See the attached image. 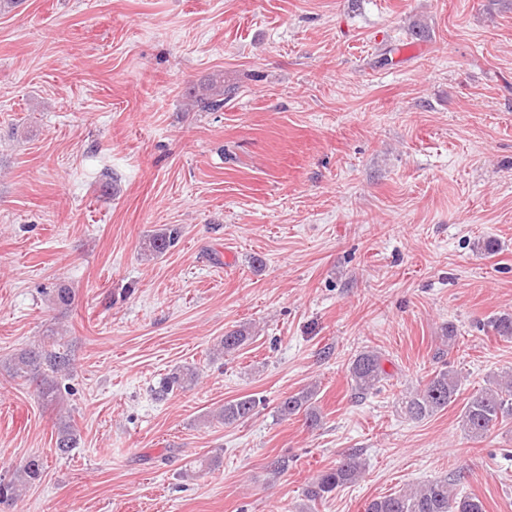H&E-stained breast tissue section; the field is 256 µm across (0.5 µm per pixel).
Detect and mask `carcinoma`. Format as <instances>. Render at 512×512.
<instances>
[{
    "mask_svg": "<svg viewBox=\"0 0 512 512\" xmlns=\"http://www.w3.org/2000/svg\"><path fill=\"white\" fill-rule=\"evenodd\" d=\"M224 92L202 94L196 103L205 111L224 108ZM180 235L177 227L166 228L148 238L144 251L159 257L174 247ZM248 339L242 330H232L221 340L224 352L240 348ZM70 370L68 352L58 349V343L49 347L24 349L9 360L7 371L12 377H20L35 383L39 397L53 403L59 398L57 377L67 375ZM348 373L352 389L358 395H366L379 388L387 372L382 357L377 351L364 350L350 361ZM199 373L192 367H184L168 375L160 385L159 396L163 397L177 389H183L197 382ZM458 373L445 366L435 371L428 381L405 401V413L412 419L422 420L444 410L455 401L458 391ZM315 391L305 388L282 397L277 412L282 417L304 413L308 427L320 426L322 416L313 405ZM261 399L244 396L227 401L217 415L226 425L245 422L252 418ZM512 420V379L495 381L473 394L464 404L461 413L462 427L466 435L480 440L498 425ZM80 445V434L65 420L58 423L55 448L62 455L70 454ZM363 464L356 454H347L335 466L322 471L307 485L305 497L311 502L323 501L339 488L355 482L361 475ZM43 462L30 459L26 465L4 481L0 479V503L18 496L20 487L40 478ZM365 512H485L482 502L475 496L458 495L450 489L448 479L429 481L418 488L403 493L378 497L370 500Z\"/></svg>",
    "mask_w": 512,
    "mask_h": 512,
    "instance_id": "carcinoma-1",
    "label": "carcinoma"
}]
</instances>
